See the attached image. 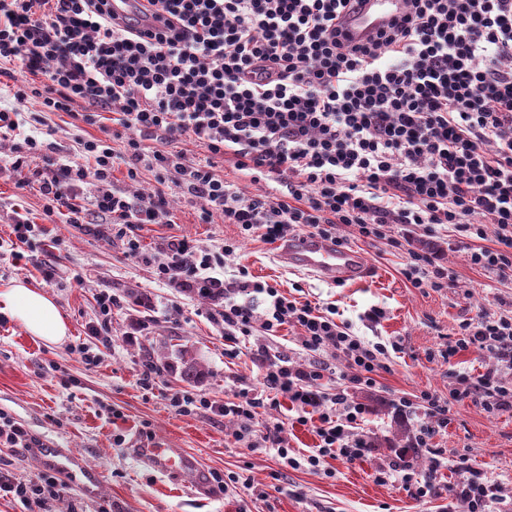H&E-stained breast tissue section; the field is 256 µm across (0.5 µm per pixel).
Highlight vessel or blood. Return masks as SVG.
<instances>
[{"label":"vessel or blood","instance_id":"vessel-or-blood-1","mask_svg":"<svg viewBox=\"0 0 512 512\" xmlns=\"http://www.w3.org/2000/svg\"><path fill=\"white\" fill-rule=\"evenodd\" d=\"M404 15V0H362L359 10L340 15L339 25L344 37L355 43H365L402 21ZM276 259L288 270L331 283L360 284L372 276L361 253L318 236L301 235L280 241ZM34 454L43 469L67 476L69 482L86 495L97 493L100 485L98 471L87 467L71 449L47 440L41 448L35 449ZM130 454L163 476L193 472L196 490L201 493L207 490L198 460L183 449L154 440L135 444Z\"/></svg>","mask_w":512,"mask_h":512}]
</instances>
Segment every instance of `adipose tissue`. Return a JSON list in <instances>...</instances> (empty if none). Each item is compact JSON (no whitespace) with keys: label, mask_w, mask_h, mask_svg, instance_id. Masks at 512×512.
Listing matches in <instances>:
<instances>
[{"label":"adipose tissue","mask_w":512,"mask_h":512,"mask_svg":"<svg viewBox=\"0 0 512 512\" xmlns=\"http://www.w3.org/2000/svg\"><path fill=\"white\" fill-rule=\"evenodd\" d=\"M0 313L47 344H61L68 336V324L52 298L22 281L0 287Z\"/></svg>","instance_id":"1"}]
</instances>
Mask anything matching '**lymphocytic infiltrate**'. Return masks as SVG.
I'll return each mask as SVG.
<instances>
[{
  "label": "lymphocytic infiltrate",
  "mask_w": 512,
  "mask_h": 512,
  "mask_svg": "<svg viewBox=\"0 0 512 512\" xmlns=\"http://www.w3.org/2000/svg\"><path fill=\"white\" fill-rule=\"evenodd\" d=\"M152 2L166 15L162 24L117 16L112 0H0V62L47 78L48 111L68 112L79 102L112 111L129 160L171 174L174 187L205 203L206 216L237 225L242 237L331 239L337 225L354 226L371 242L406 249L405 279L436 291L448 285L447 268L392 231L450 224L470 240L472 265L512 278V0H405L402 23L361 46L344 45L336 29L356 0ZM186 135L208 158L189 161L172 151ZM24 144L8 166L38 184L46 216L65 213L81 231L90 216L105 217L126 257L149 263L155 280L209 301L226 339L256 326L272 335L291 325L316 357L306 368L284 357L271 362L263 391H241L234 401L165 386L150 364L139 374L142 389H164L182 415L236 418L240 441L251 435L267 392L288 397L302 410L299 423L317 436L315 448L300 460L290 456L280 423L259 439L295 469L368 453L351 431L365 406L348 389L326 393L330 372L317 357L336 350L348 388H369L389 358L386 343L338 324L335 305L288 299L247 271L225 282L224 258L235 243L203 248L177 237L147 252L141 232L164 222L168 193L162 186L146 195L115 191L108 140H83L78 158H59L49 173L32 163L42 143L28 137ZM219 157L252 182L276 183L280 194H242L216 174ZM89 179L95 192L88 196L82 184ZM95 302L88 339L77 346L89 366L99 362L89 339L108 335L120 307L106 291ZM467 350L493 354L496 368L465 376L446 400L420 392L416 401L435 423L419 427L417 447H429L436 428L447 426L449 402L469 401L492 415L512 410V383L504 378L512 372V316L481 312L460 323L442 356ZM459 472L449 501L464 502L467 512H512L480 470L466 464ZM393 477L419 500L438 491L436 473L416 476L399 456L375 469L376 481ZM70 488L53 472L22 479L0 467V498L20 502L24 512H51Z\"/></svg>",
  "instance_id": "obj_1"
}]
</instances>
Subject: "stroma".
<instances>
[{
  "label": "stroma",
  "instance_id": "obj_1",
  "mask_svg": "<svg viewBox=\"0 0 512 512\" xmlns=\"http://www.w3.org/2000/svg\"><path fill=\"white\" fill-rule=\"evenodd\" d=\"M0 110L16 113L19 123L0 139V158L5 159L25 137L39 139L49 129L57 144L50 158L72 154L78 140L100 136L104 123L103 117L89 118L81 104L69 113L50 112L33 96L17 106L6 90L0 92ZM169 201L168 222L148 225L143 232L148 248L160 249L172 236L202 247L238 242V249L224 259L225 280L248 269L255 280L277 285L299 300L336 304L341 321L355 335L399 343V352L376 373L375 386L351 392L353 401L368 407L354 433L370 451L353 461L326 459L315 472L293 469L269 449L236 441L240 424L235 419L183 416L161 391L141 389L138 378L146 364L160 369L169 386L182 388L181 345L208 373L199 391L221 401L244 388H261L266 367L276 357L302 367L312 357L290 326L273 336L240 337L237 357L225 356L224 331L211 320L206 299L159 283L150 268L125 257L118 238L75 232L62 216L46 219L37 187L22 185L20 175L5 171L0 172V238L9 237L17 212L46 224L52 238L24 250L21 260L0 257V285L21 279L51 296L68 323L69 336L62 344L49 345L15 321L0 324V411L37 437L74 449L101 470L98 494L72 492L64 512H443L446 499L419 502L402 481L375 479L376 466L397 449L413 469L426 473L436 447L443 451L445 480H455V469L465 460L502 495H512V411L494 416L469 402L450 403L447 428L431 447L417 448L413 435L426 418L420 408L399 405L401 398L422 391L448 396L456 375L495 368L488 354L468 350L446 360L440 352L459 324L479 311L512 315V282L472 265L467 251L457 245L460 235L453 226L437 225L431 234L418 237V247L434 252L451 272L447 288L438 291L413 287L404 278L405 251L383 242L370 244L354 228L337 226V238L360 250L372 269L367 282L341 285L280 268L272 244L257 237L242 239L238 226L219 217L203 219L197 199L175 190ZM48 259L60 274L51 283L41 274ZM103 290L119 297L122 308L112 317L110 346H99L100 362L89 367L74 346L84 339L95 297ZM374 306L386 311L377 324L364 318ZM261 344L266 347L262 353L257 350ZM297 416L283 398L262 409L254 428L284 423L289 446L304 452L318 440ZM156 438L197 457L213 482L210 494H194L191 476L164 477L128 455L133 443ZM230 473L238 475L237 486L221 489L220 480Z\"/></svg>",
  "mask_w": 512,
  "mask_h": 512
}]
</instances>
